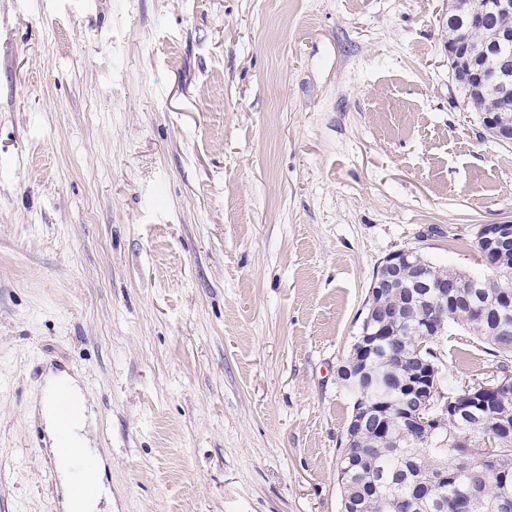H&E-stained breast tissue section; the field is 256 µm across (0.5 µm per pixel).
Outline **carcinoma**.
<instances>
[{
    "label": "carcinoma",
    "instance_id": "cac0c4a2",
    "mask_svg": "<svg viewBox=\"0 0 512 512\" xmlns=\"http://www.w3.org/2000/svg\"><path fill=\"white\" fill-rule=\"evenodd\" d=\"M494 27V16H486L484 28L471 30L462 40L476 53L482 51ZM503 91L484 92L469 103L475 112L499 104ZM476 248L483 262V272L475 275L436 266L428 260L423 263L429 273L448 281V309L435 319L434 336L420 356L438 362L432 344L441 338L450 325L462 327L491 347L493 355L503 360L512 359V305L493 309L498 289L495 288L494 269L489 244L476 237ZM491 307L488 318L479 322L472 314L474 303ZM434 315L427 305L409 313L402 326L390 325L387 331L398 340V350L386 347L391 360L375 356L354 387L348 378H342L352 397L372 404H384L379 413L398 418L389 400L377 395L381 388H390V380L403 378L414 366V346L422 342L417 329ZM495 443L497 456L487 459L478 452H460L461 442L474 438ZM353 450L365 463L361 466L341 457L337 471L345 476L346 491L341 501L349 502L342 512H456V501L467 495L469 488L479 490L476 512H512V498L502 501L499 493H512V429L497 425L496 409L476 408L447 420V431L429 439L407 444L400 437L399 424H394L383 435L372 432L356 436Z\"/></svg>",
    "mask_w": 512,
    "mask_h": 512
}]
</instances>
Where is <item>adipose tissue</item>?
Instances as JSON below:
<instances>
[{"label": "adipose tissue", "instance_id": "obj_1", "mask_svg": "<svg viewBox=\"0 0 512 512\" xmlns=\"http://www.w3.org/2000/svg\"><path fill=\"white\" fill-rule=\"evenodd\" d=\"M62 389L77 401L81 402L85 399L83 388L77 378L65 373L50 375L43 389L35 397V404L46 432L55 442L59 441L60 437H67L72 444L80 448L82 457L98 456V449L89 445L85 433V423H78L68 433H61L57 404L58 392ZM57 472L60 484L64 489V506L67 512H96L100 500L110 494V490L105 484L104 464L81 467L77 462L61 457L57 460ZM80 484L91 487L90 496L83 497L76 494L75 489Z\"/></svg>", "mask_w": 512, "mask_h": 512}]
</instances>
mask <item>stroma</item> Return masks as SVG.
I'll list each match as a JSON object with an SVG mask.
<instances>
[{"mask_svg":"<svg viewBox=\"0 0 512 512\" xmlns=\"http://www.w3.org/2000/svg\"><path fill=\"white\" fill-rule=\"evenodd\" d=\"M448 0H0V512H64L82 383L112 512H340L338 376L383 259L480 268L512 144ZM444 390L499 368L453 327ZM463 45L464 44L461 42L449 41L448 59H454L461 65H466L467 69L471 73V76L475 79L474 83L476 84V90L478 92H481L484 86V65L481 63L482 58H477L476 56H471L470 54H468L467 50L463 47ZM483 124L488 126L493 140L501 143L512 142V119L506 113L490 110L483 114ZM60 389H65L72 398L83 404L81 421L68 431L67 439L81 449L80 460L92 456L98 459V464L95 466L79 467L77 461L58 457L57 447L61 435L58 416L62 426L67 428L77 419L79 414V407L76 403L65 402L58 407L57 416L58 392ZM86 402L80 381L66 373L51 374L43 389L36 395L34 402V408H39L45 430L55 447L53 449L57 458V472L60 484L64 488V506L67 512H97L100 500L111 495L109 488L105 485V464L99 449L91 448L86 437L85 428L88 419L86 416ZM80 484L86 486L79 487L77 489L79 495H77L74 489ZM87 486L92 488L90 496H80L90 492Z\"/></svg>","mask_w":512,"mask_h":512,"instance_id":"stroma-1","label":"stroma"}]
</instances>
